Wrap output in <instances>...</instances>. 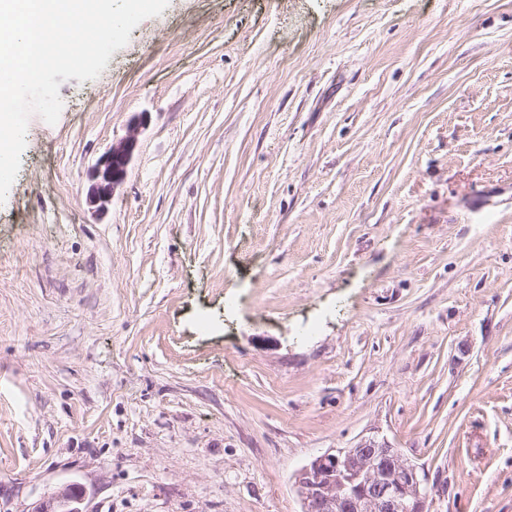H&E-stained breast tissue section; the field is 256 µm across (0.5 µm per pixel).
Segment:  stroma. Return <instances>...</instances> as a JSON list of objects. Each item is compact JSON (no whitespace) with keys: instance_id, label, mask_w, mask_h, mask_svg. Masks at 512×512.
<instances>
[{"instance_id":"stroma-1","label":"stroma","mask_w":512,"mask_h":512,"mask_svg":"<svg viewBox=\"0 0 512 512\" xmlns=\"http://www.w3.org/2000/svg\"><path fill=\"white\" fill-rule=\"evenodd\" d=\"M59 95L0 203V512H301L371 436L512 512V0H169ZM143 118L133 119L126 135L102 155L91 170L87 200L96 211H104L115 190L125 181L129 165L138 148V129ZM85 491L77 484L61 487L39 505L35 512H86L81 505L84 501Z\"/></svg>"}]
</instances>
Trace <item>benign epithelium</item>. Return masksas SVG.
Returning <instances> with one entry per match:
<instances>
[{
	"mask_svg": "<svg viewBox=\"0 0 512 512\" xmlns=\"http://www.w3.org/2000/svg\"><path fill=\"white\" fill-rule=\"evenodd\" d=\"M139 117L126 135L102 155L91 170L87 200L97 211L106 209L115 190L125 181L138 148ZM427 475L405 462L398 449L376 438L351 448L327 451L295 475L302 512H428ZM85 491L77 484L61 487L35 512H85Z\"/></svg>",
	"mask_w": 512,
	"mask_h": 512,
	"instance_id": "benign-epithelium-1",
	"label": "benign epithelium"
}]
</instances>
